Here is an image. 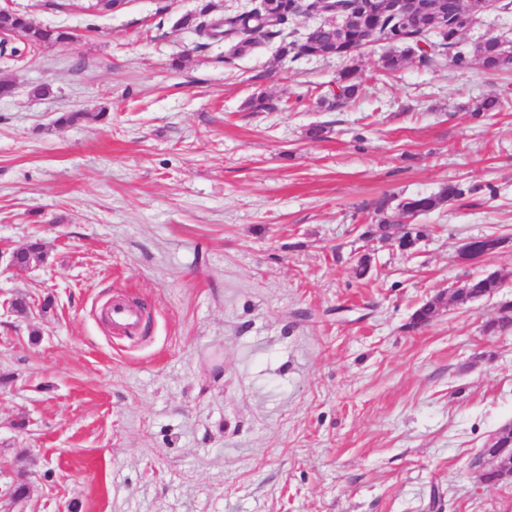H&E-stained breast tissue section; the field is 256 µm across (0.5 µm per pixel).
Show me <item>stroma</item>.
<instances>
[{"label":"stroma","mask_w":512,"mask_h":512,"mask_svg":"<svg viewBox=\"0 0 512 512\" xmlns=\"http://www.w3.org/2000/svg\"><path fill=\"white\" fill-rule=\"evenodd\" d=\"M196 4L0 0L73 33L0 55V248L46 253L0 268V492L26 483L14 512H512V481L472 466L512 425V328L485 330L512 303V72L384 76L379 43L328 110L343 61L271 42L225 62L175 26ZM491 92L505 110L473 118ZM261 93L274 111L247 110ZM451 182L415 252L362 239L382 197ZM486 235L505 243L460 259ZM493 272L497 294L452 301ZM115 297L145 333L104 324ZM361 83L358 81L357 73L353 67H346L339 73L336 78L335 87L332 92L334 102L331 107H341L352 101L358 95ZM15 250L12 251L9 255L6 269L12 271H19V267L26 268L31 265L33 262L44 260L45 254L43 251V246L38 241H33L26 244L23 247H20L16 250V261L19 267L15 264L13 255Z\"/></svg>","instance_id":"1"}]
</instances>
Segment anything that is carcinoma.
Listing matches in <instances>:
<instances>
[{
    "label": "carcinoma",
    "mask_w": 512,
    "mask_h": 512,
    "mask_svg": "<svg viewBox=\"0 0 512 512\" xmlns=\"http://www.w3.org/2000/svg\"><path fill=\"white\" fill-rule=\"evenodd\" d=\"M322 5H317V2ZM375 0H310L309 7H321L330 20L311 29L299 40H287L285 31L293 20L303 14L295 0H256L247 11L214 14L212 0H201L196 9L183 15L176 26L193 31L198 37L210 40L224 39V62L254 52L260 45L280 39L278 55L294 62L308 57L352 60L370 43L384 42L391 50L381 56V70L387 74L399 71L407 61L415 60L421 67H430L446 56L452 66L466 70L477 63L489 71L512 70V51L496 38H482L471 51L456 49L458 38L473 26L477 15L491 6V0H427V10L413 13L405 19L395 17L386 4L376 10ZM0 27L20 31L25 45L35 48L64 44L73 39V33L63 26H42L32 23L16 12L0 14ZM361 83L354 68L346 67L336 78L332 92L334 104L341 107L358 95ZM501 98L485 95L474 110V115L501 110ZM465 194L459 185H448L438 194L417 195L383 200L377 207L380 218L361 234L366 240H390L397 246L410 249L423 237L415 224L402 225L405 214L418 217L438 209L441 205ZM394 204L395 215H385L387 205ZM45 257L43 246L30 242L16 250L19 267L26 268ZM502 287V277L489 273L468 282L467 287L454 292V299L466 303L496 293ZM440 306L431 302L418 308L412 318L413 326L429 323ZM512 454V430H501L489 445L488 457L495 463Z\"/></svg>",
    "instance_id": "carcinoma-1"
}]
</instances>
